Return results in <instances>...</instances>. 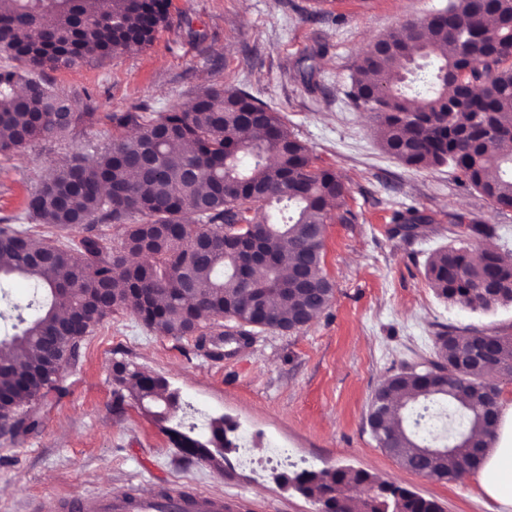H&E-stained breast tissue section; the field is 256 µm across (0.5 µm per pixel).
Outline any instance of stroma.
Returning a JSON list of instances; mask_svg holds the SVG:
<instances>
[{
    "mask_svg": "<svg viewBox=\"0 0 512 512\" xmlns=\"http://www.w3.org/2000/svg\"><path fill=\"white\" fill-rule=\"evenodd\" d=\"M448 0H171L168 21L143 48L75 70H45L92 121L74 134L0 155V219L27 223L25 200L75 153L114 133L115 112H164L215 87L244 89L279 112L313 168L349 188L326 224L324 270L331 305L304 328L265 331L224 347L162 336L128 308L87 336L80 370L64 369L62 397L40 404L38 433L0 438V512H44L48 498L106 490L154 495L170 486L223 497L228 512H319L279 473L256 478L232 454L205 463L174 448L133 401L113 406L112 365L133 363L179 392L174 422L223 416L280 443L309 470L368 471L437 501L443 512H497L482 470L451 482L402 468L367 421L377 387L403 363L431 357L442 327L512 334V306L473 311L439 298L425 277L429 255L479 219L491 246L512 256V208L499 209L448 166L415 169L382 148L369 113L348 95L354 65L377 36L425 19ZM408 206L430 215L414 238L396 233Z\"/></svg>",
    "mask_w": 512,
    "mask_h": 512,
    "instance_id": "35a3bbf8",
    "label": "stroma"
}]
</instances>
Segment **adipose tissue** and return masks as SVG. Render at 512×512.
Instances as JSON below:
<instances>
[{
	"label": "adipose tissue",
	"instance_id": "ef3b65f1",
	"mask_svg": "<svg viewBox=\"0 0 512 512\" xmlns=\"http://www.w3.org/2000/svg\"><path fill=\"white\" fill-rule=\"evenodd\" d=\"M494 450L484 464L485 490L506 512H512V402H500Z\"/></svg>",
	"mask_w": 512,
	"mask_h": 512
}]
</instances>
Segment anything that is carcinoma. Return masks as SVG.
I'll list each match as a JSON object with an SVG mask.
<instances>
[{
	"mask_svg": "<svg viewBox=\"0 0 512 512\" xmlns=\"http://www.w3.org/2000/svg\"><path fill=\"white\" fill-rule=\"evenodd\" d=\"M167 0H0V53L24 48L35 73L0 68V155L72 133L94 117L74 111L70 97L39 71L69 70L131 46L148 44L167 19ZM387 46L364 53L351 98L371 112L382 148L405 165H449L499 208H512V0H448L421 27L377 37ZM424 64H418V60ZM120 134L91 156L76 154L29 197L26 217L49 228L35 236L0 226V278L30 280L34 310L21 332L0 339V417L19 434L38 430L36 405L64 391L59 367L79 365L87 336L113 311L129 307L153 331L224 342L267 330L293 331L331 303L334 284L322 268L328 201L348 188L310 168L306 147L279 114L251 93L212 88L186 107L156 115L112 114ZM195 169L198 175L187 176ZM411 237L430 216L397 213ZM262 226L260 248L271 264L255 268L224 233ZM85 224L78 242L65 232ZM123 229L118 241L95 232ZM496 227L466 225L467 245L435 251L425 276L435 293L472 310L512 305V263L484 246ZM146 243L134 269L125 252ZM112 284L100 307L91 289ZM73 317L61 323L60 312ZM476 333L448 326L434 339V359L398 372L374 391L368 423L377 444L405 469L440 481L480 468L496 419L478 390L484 365ZM494 361L512 371V336L495 335ZM114 408L137 403L172 444L195 455L229 449L234 425L212 419L192 436L169 426L180 405L165 378L124 361L112 372ZM400 399L394 425L387 403ZM320 512H442L438 503L364 470H303L283 476Z\"/></svg>",
	"mask_w": 512,
	"mask_h": 512,
	"instance_id": "1",
	"label": "carcinoma"
}]
</instances>
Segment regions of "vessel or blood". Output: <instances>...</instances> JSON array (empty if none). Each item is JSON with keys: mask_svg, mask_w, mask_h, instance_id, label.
<instances>
[{"mask_svg": "<svg viewBox=\"0 0 512 512\" xmlns=\"http://www.w3.org/2000/svg\"><path fill=\"white\" fill-rule=\"evenodd\" d=\"M48 512H224V499L203 493L119 497L99 491L51 499Z\"/></svg>", "mask_w": 512, "mask_h": 512, "instance_id": "b4317fda", "label": "vessel or blood"}]
</instances>
